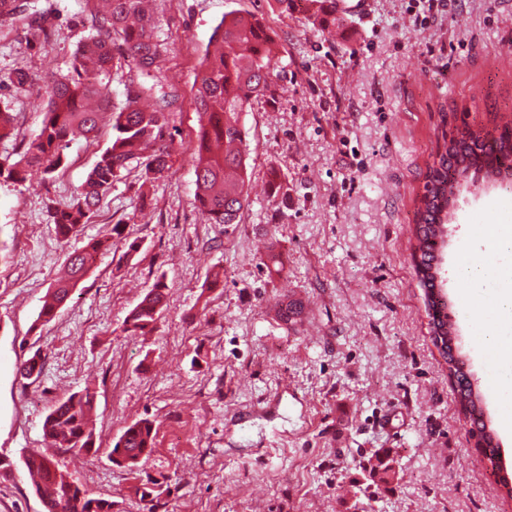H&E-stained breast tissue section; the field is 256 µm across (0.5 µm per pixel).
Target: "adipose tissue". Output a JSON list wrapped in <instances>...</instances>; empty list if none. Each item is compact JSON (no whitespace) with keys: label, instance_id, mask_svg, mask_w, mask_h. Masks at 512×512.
Returning <instances> with one entry per match:
<instances>
[{"label":"adipose tissue","instance_id":"ef3b65f1","mask_svg":"<svg viewBox=\"0 0 512 512\" xmlns=\"http://www.w3.org/2000/svg\"><path fill=\"white\" fill-rule=\"evenodd\" d=\"M461 274L469 281L473 293H480L485 282L498 283L499 290L493 305L495 326L485 341L495 353L512 357V261L511 263H484L481 256H473L460 266Z\"/></svg>","mask_w":512,"mask_h":512}]
</instances>
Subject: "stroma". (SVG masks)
<instances>
[{
	"label": "stroma",
	"mask_w": 512,
	"mask_h": 512,
	"mask_svg": "<svg viewBox=\"0 0 512 512\" xmlns=\"http://www.w3.org/2000/svg\"><path fill=\"white\" fill-rule=\"evenodd\" d=\"M342 24L321 27L305 0H152L166 45L148 83L177 95L171 168L143 184L131 167L77 237L60 240L47 206L67 201L112 136L71 142L53 178L0 180V512H43L23 458L46 447L43 422L69 395L95 393L93 452L53 455L71 480L147 512L134 476L108 450L135 420H153L140 476L169 478L165 512H354L352 484L373 512H512L482 435L462 409L430 338L415 265L417 208L443 142L512 123V0H336ZM262 17L277 68L241 114L249 153L239 223L211 224L194 203L191 149L200 126L194 77L224 13ZM82 0H26L0 24V102L13 132L0 158L38 133L46 82L65 73L90 32ZM18 69L30 82H9ZM441 275L458 347L501 465L512 474V398L475 321L459 263L483 248L478 225L512 224V178L461 190L449 209ZM142 243L126 257L111 229ZM111 240L48 323L38 315L68 253ZM161 319L130 335L125 321L157 278ZM302 303L283 321L282 305ZM43 358L37 380L18 365ZM395 478L373 484L365 462Z\"/></svg>",
	"instance_id": "obj_1"
}]
</instances>
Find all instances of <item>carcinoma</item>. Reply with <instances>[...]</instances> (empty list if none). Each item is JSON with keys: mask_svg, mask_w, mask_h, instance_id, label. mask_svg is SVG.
<instances>
[{"mask_svg": "<svg viewBox=\"0 0 512 512\" xmlns=\"http://www.w3.org/2000/svg\"><path fill=\"white\" fill-rule=\"evenodd\" d=\"M108 12L92 16L91 33L81 42L66 74H60L47 86V106L39 133L29 141L20 159L11 163L0 159V177L22 181L31 168L49 176L67 160L64 150L76 139L88 140L99 130L100 113L112 107V139L98 155L81 189L68 202L47 209V222L54 225L59 238L76 236L97 211L100 199L119 181L131 164L141 168L145 182L158 179L171 169L170 146L166 140L167 115L175 97L164 93L150 110L139 101L150 97L151 89L140 84L127 85L125 99L110 104L106 79L113 68L135 67L145 70L164 50L153 19L146 15L142 0H105ZM310 17L324 24L336 23V0H306ZM273 41L254 15L247 12L224 14L215 26L204 50L201 68L195 75L196 92L192 105L201 117V127L192 150L195 170V203L212 224H237L246 201L245 177L248 155L244 145L240 115L268 86L274 74ZM478 138L473 148L461 154L447 150L430 171L432 187L423 199L418 215L419 241L423 259L432 261L430 234L443 225L450 197L448 187L456 176L470 169L488 175L512 170V132L499 136L467 130L461 141ZM102 240L90 241L68 257L66 277L49 289L38 320L48 323L58 309L71 298L73 290L94 266ZM166 285L157 280L131 310L126 330L132 334L154 325L164 310ZM38 354L19 368L25 379H37L42 372ZM461 401L476 419L483 417L461 369H456ZM94 394L90 390L74 393L57 403L46 416L44 433L53 448L89 452L94 435L88 428ZM156 428L148 418L127 425L110 451L115 464L135 471L143 451H152ZM26 468L40 474L35 491L43 501L51 502L54 512H112L113 502L90 495L70 480L45 451L29 453ZM168 477L149 478L135 486V493L146 502L148 512H157L167 491Z\"/></svg>", "mask_w": 512, "mask_h": 512, "instance_id": "cac0c4a2", "label": "carcinoma"}]
</instances>
